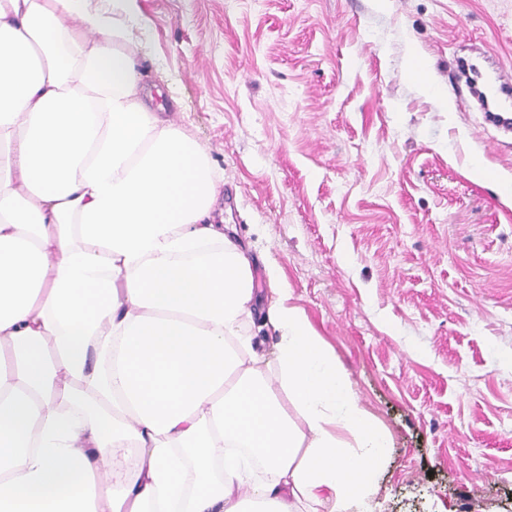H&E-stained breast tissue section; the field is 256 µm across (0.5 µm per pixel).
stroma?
I'll use <instances>...</instances> for the list:
<instances>
[{"label":"stroma","instance_id":"stroma-1","mask_svg":"<svg viewBox=\"0 0 512 512\" xmlns=\"http://www.w3.org/2000/svg\"><path fill=\"white\" fill-rule=\"evenodd\" d=\"M140 4L127 46L223 170L215 219L388 436L350 512H512V132L455 68L512 76V0Z\"/></svg>","mask_w":512,"mask_h":512}]
</instances>
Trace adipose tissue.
Wrapping results in <instances>:
<instances>
[{
    "mask_svg": "<svg viewBox=\"0 0 512 512\" xmlns=\"http://www.w3.org/2000/svg\"><path fill=\"white\" fill-rule=\"evenodd\" d=\"M138 13L0 0V512H350L388 437L269 266L271 389L254 260L211 221L223 174L146 101Z\"/></svg>",
    "mask_w": 512,
    "mask_h": 512,
    "instance_id": "obj_1",
    "label": "adipose tissue"
}]
</instances>
